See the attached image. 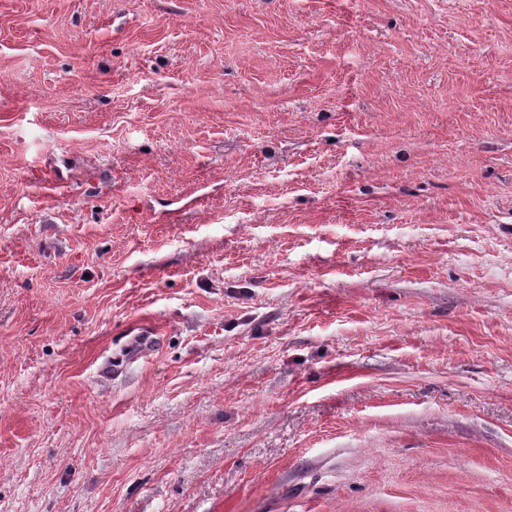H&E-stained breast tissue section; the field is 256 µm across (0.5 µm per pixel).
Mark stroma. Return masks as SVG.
Returning <instances> with one entry per match:
<instances>
[{"label": "stroma", "instance_id": "35a3bbf8", "mask_svg": "<svg viewBox=\"0 0 512 512\" xmlns=\"http://www.w3.org/2000/svg\"><path fill=\"white\" fill-rule=\"evenodd\" d=\"M0 512H512V0H0Z\"/></svg>", "mask_w": 512, "mask_h": 512}]
</instances>
